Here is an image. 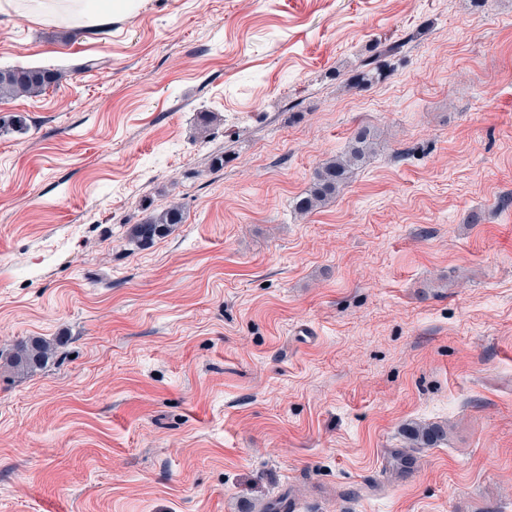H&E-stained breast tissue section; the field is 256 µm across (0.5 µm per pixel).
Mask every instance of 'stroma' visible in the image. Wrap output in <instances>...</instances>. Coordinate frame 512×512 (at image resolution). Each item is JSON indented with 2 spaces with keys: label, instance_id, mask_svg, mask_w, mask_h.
<instances>
[{
  "label": "stroma",
  "instance_id": "stroma-1",
  "mask_svg": "<svg viewBox=\"0 0 512 512\" xmlns=\"http://www.w3.org/2000/svg\"><path fill=\"white\" fill-rule=\"evenodd\" d=\"M15 65L79 71L0 102V354L53 345L0 361V512H512V0L0 14ZM372 145L369 132L359 130L342 155L325 161L315 169L309 188L293 200L294 212L306 216L332 199L348 184L354 171L366 162ZM184 218L185 212L181 205H169L147 216L140 224H134L130 231V239L139 247L149 248L157 239L169 235L175 226L183 224ZM49 345L39 338L21 340L9 357L10 366L20 372L41 369L49 358ZM403 432L411 448H433L442 443L447 432L441 425H410L407 424Z\"/></svg>",
  "mask_w": 512,
  "mask_h": 512
}]
</instances>
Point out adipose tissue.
<instances>
[{"instance_id": "obj_1", "label": "adipose tissue", "mask_w": 512, "mask_h": 512, "mask_svg": "<svg viewBox=\"0 0 512 512\" xmlns=\"http://www.w3.org/2000/svg\"><path fill=\"white\" fill-rule=\"evenodd\" d=\"M22 12L37 19L60 20L76 27L94 28L111 24L112 0H100L96 10H88L85 0H0V13Z\"/></svg>"}]
</instances>
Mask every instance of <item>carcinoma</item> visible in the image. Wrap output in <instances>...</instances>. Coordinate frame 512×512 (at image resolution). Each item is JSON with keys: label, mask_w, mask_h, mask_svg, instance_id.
<instances>
[{"label": "carcinoma", "mask_w": 512, "mask_h": 512, "mask_svg": "<svg viewBox=\"0 0 512 512\" xmlns=\"http://www.w3.org/2000/svg\"><path fill=\"white\" fill-rule=\"evenodd\" d=\"M66 72L55 67L10 66L0 68V100H14L21 97H36L51 88L58 87ZM28 131L26 117L11 115L0 118V134ZM373 140L369 132L361 129L354 136L347 150L331 158L315 169L309 188L293 200L295 213L306 216L332 199L343 189L372 152ZM185 212L181 205L172 204L163 210L147 216L144 221L133 225L130 239L139 247L149 248L156 240L171 233L175 226L184 222ZM49 358V345L39 338L20 341L9 357L10 366L20 372H33L42 368ZM406 438L414 448H433L447 436L440 425H406Z\"/></svg>", "instance_id": "carcinoma-1"}]
</instances>
